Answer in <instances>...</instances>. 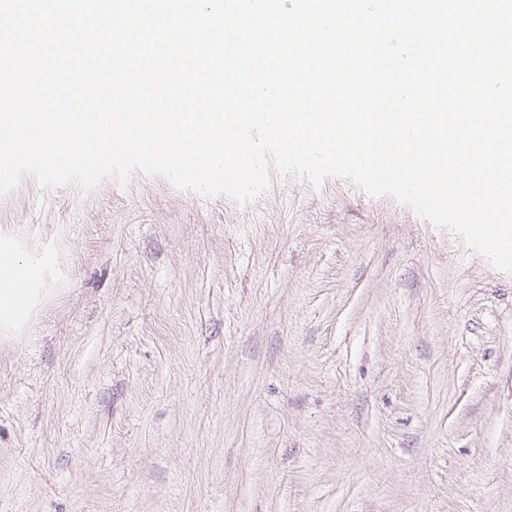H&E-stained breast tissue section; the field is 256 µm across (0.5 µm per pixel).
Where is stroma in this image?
I'll return each instance as SVG.
<instances>
[{
	"label": "stroma",
	"instance_id": "stroma-1",
	"mask_svg": "<svg viewBox=\"0 0 512 512\" xmlns=\"http://www.w3.org/2000/svg\"><path fill=\"white\" fill-rule=\"evenodd\" d=\"M0 512H512V273L352 180L24 176Z\"/></svg>",
	"mask_w": 512,
	"mask_h": 512
}]
</instances>
